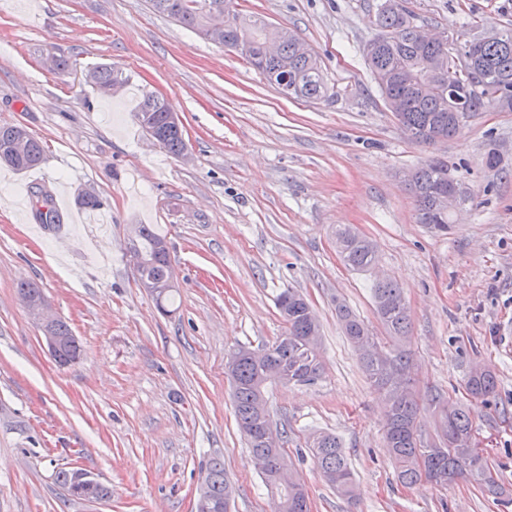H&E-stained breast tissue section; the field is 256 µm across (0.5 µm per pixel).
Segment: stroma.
I'll return each instance as SVG.
<instances>
[{"label": "stroma", "mask_w": 512, "mask_h": 512, "mask_svg": "<svg viewBox=\"0 0 512 512\" xmlns=\"http://www.w3.org/2000/svg\"><path fill=\"white\" fill-rule=\"evenodd\" d=\"M382 0H235L241 15L293 29L320 56L330 97L288 98L236 51L151 10L148 0H0V125L20 124L47 161L0 165V512H191L201 474L223 460L231 512H274L234 416L226 374L240 346L271 344L275 305L301 289L321 325L325 373L312 385L266 390L274 427L311 512H512L476 483L401 484L384 446L382 398L336 320L345 302L374 335L373 280L401 286L410 307L421 393L470 403L488 465L512 487V112L473 113L452 139L412 141L365 61ZM416 23L467 40L512 29V0H403ZM52 50L68 70L41 64ZM106 64L132 76L104 97L86 83ZM182 121L189 159L140 128V92ZM505 168L484 163L488 145ZM472 200L447 234L418 224L406 175L429 158ZM67 186L103 201L97 224L41 230L26 223L29 185ZM166 237L180 272L171 315L139 288L129 225ZM348 225L376 246L368 270L344 266L334 232ZM43 288L83 345L58 366L17 294ZM498 376L490 403L470 402L477 363ZM336 434L356 478L355 501L312 460V433ZM62 467L91 471L112 496L67 500Z\"/></svg>", "instance_id": "1"}]
</instances>
